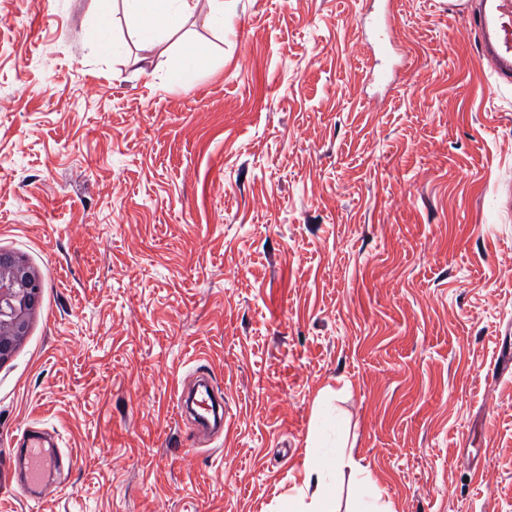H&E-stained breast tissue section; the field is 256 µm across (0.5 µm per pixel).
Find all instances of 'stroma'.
I'll use <instances>...</instances> for the list:
<instances>
[{
	"instance_id": "1",
	"label": "stroma",
	"mask_w": 512,
	"mask_h": 512,
	"mask_svg": "<svg viewBox=\"0 0 512 512\" xmlns=\"http://www.w3.org/2000/svg\"><path fill=\"white\" fill-rule=\"evenodd\" d=\"M383 8L224 0L184 23L212 64L183 89L120 0H0V250L42 285L0 366V512H288L325 388L342 512H512V88L448 0H395L373 82ZM202 370L208 438L175 418ZM28 447V478L32 486L41 488L47 473L53 471L56 467V456L51 454L41 455L38 448L41 447V442L38 438H31Z\"/></svg>"
}]
</instances>
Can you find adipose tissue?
<instances>
[{
  "label": "adipose tissue",
  "instance_id": "1",
  "mask_svg": "<svg viewBox=\"0 0 512 512\" xmlns=\"http://www.w3.org/2000/svg\"><path fill=\"white\" fill-rule=\"evenodd\" d=\"M122 4L131 19L133 35L143 43H153L162 35L172 37L171 49L180 62L168 75L169 85L185 88L196 84L211 60L192 42L176 35L181 16L198 11L196 0H122ZM318 446L316 435L308 434L304 477L296 489L297 498L306 501L305 512H339L330 477L344 460L338 455L319 457Z\"/></svg>",
  "mask_w": 512,
  "mask_h": 512
}]
</instances>
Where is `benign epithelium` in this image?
<instances>
[{"label": "benign epithelium", "instance_id": "benign-epithelium-1", "mask_svg": "<svg viewBox=\"0 0 512 512\" xmlns=\"http://www.w3.org/2000/svg\"><path fill=\"white\" fill-rule=\"evenodd\" d=\"M40 301V278L25 260L0 250V365L23 341Z\"/></svg>", "mask_w": 512, "mask_h": 512}]
</instances>
